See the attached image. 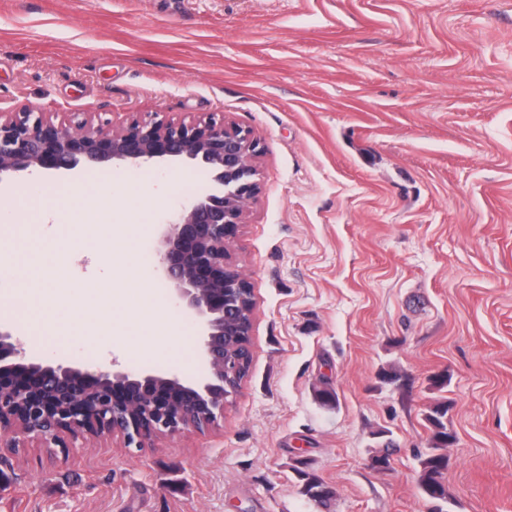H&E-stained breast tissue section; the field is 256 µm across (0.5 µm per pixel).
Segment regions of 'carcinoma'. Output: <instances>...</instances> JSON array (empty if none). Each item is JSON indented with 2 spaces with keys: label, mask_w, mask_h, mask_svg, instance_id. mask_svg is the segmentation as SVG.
<instances>
[{
  "label": "carcinoma",
  "mask_w": 512,
  "mask_h": 512,
  "mask_svg": "<svg viewBox=\"0 0 512 512\" xmlns=\"http://www.w3.org/2000/svg\"><path fill=\"white\" fill-rule=\"evenodd\" d=\"M448 402L438 401L428 411L425 420L431 431L430 451L419 457L417 484L426 512H444L451 500L448 490V455L442 452L455 443V434L448 429ZM300 483L302 495L316 507L325 509L335 497L336 491L325 483L311 463L297 459L292 465Z\"/></svg>",
  "instance_id": "1"
}]
</instances>
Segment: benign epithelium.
Here are the masks:
<instances>
[{
    "label": "benign epithelium",
    "mask_w": 512,
    "mask_h": 512,
    "mask_svg": "<svg viewBox=\"0 0 512 512\" xmlns=\"http://www.w3.org/2000/svg\"><path fill=\"white\" fill-rule=\"evenodd\" d=\"M251 130L227 125L216 113L174 121L161 112L109 127L85 115L56 120L21 108L0 112V184H20L36 172L82 173L105 164L157 166L182 160L214 173L216 187L181 205L161 225L158 277L198 321L202 377L173 370L138 372L92 363H46L29 357L13 333L0 329V448L37 441L68 449L87 435L120 437L143 448L185 431L203 433L224 418L239 363L229 336H249L253 311L241 294L251 283L228 263L227 245L259 193Z\"/></svg>",
    "instance_id": "1"
}]
</instances>
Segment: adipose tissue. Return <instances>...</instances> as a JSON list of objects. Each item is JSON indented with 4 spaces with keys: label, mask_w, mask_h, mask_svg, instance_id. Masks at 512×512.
<instances>
[{
    "label": "adipose tissue",
    "mask_w": 512,
    "mask_h": 512,
    "mask_svg": "<svg viewBox=\"0 0 512 512\" xmlns=\"http://www.w3.org/2000/svg\"><path fill=\"white\" fill-rule=\"evenodd\" d=\"M122 198L132 202L135 210L142 217L141 224L131 231L130 239L124 240L122 255L126 265L137 262L134 250V237L150 234L153 226L149 219L157 209L159 199L149 190H122ZM103 193L95 187L85 188L78 196H68L50 205H36L34 211L37 222L30 236L13 241L10 246L9 272L22 288L24 308L28 314L38 317L39 324L51 333L55 340H66L70 332L67 328L57 326L50 316L51 306L48 302L50 280L49 254L43 248L45 237H52L57 249H77L83 256L94 258V247L76 242L74 225L89 211L103 207ZM127 291L135 306L134 312L126 308H116L112 318L116 321H130L133 329L130 338L124 339L125 353L147 360L163 353L171 358H179L173 338L176 330L159 314L158 307L147 285L140 280L130 279L126 282Z\"/></svg>",
    "instance_id": "obj_1"
}]
</instances>
